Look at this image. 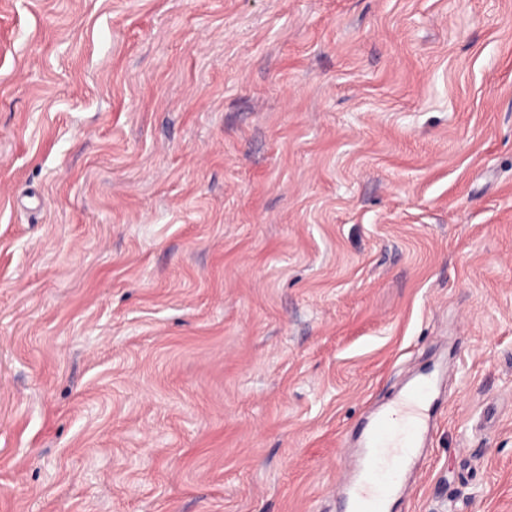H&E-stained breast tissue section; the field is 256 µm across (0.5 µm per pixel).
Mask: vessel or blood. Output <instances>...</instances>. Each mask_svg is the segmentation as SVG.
Instances as JSON below:
<instances>
[{"instance_id": "b4317fda", "label": "vessel or blood", "mask_w": 512, "mask_h": 512, "mask_svg": "<svg viewBox=\"0 0 512 512\" xmlns=\"http://www.w3.org/2000/svg\"><path fill=\"white\" fill-rule=\"evenodd\" d=\"M434 378L421 373L393 408L367 417L360 451L339 483L351 512H387L429 430Z\"/></svg>"}]
</instances>
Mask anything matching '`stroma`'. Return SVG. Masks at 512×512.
Listing matches in <instances>:
<instances>
[{
	"mask_svg": "<svg viewBox=\"0 0 512 512\" xmlns=\"http://www.w3.org/2000/svg\"><path fill=\"white\" fill-rule=\"evenodd\" d=\"M512 512V0H0V512ZM435 369L418 375L393 409L370 414L360 452L339 483L350 512H387L404 484L431 423Z\"/></svg>",
	"mask_w": 512,
	"mask_h": 512,
	"instance_id": "stroma-1",
	"label": "stroma"
}]
</instances>
